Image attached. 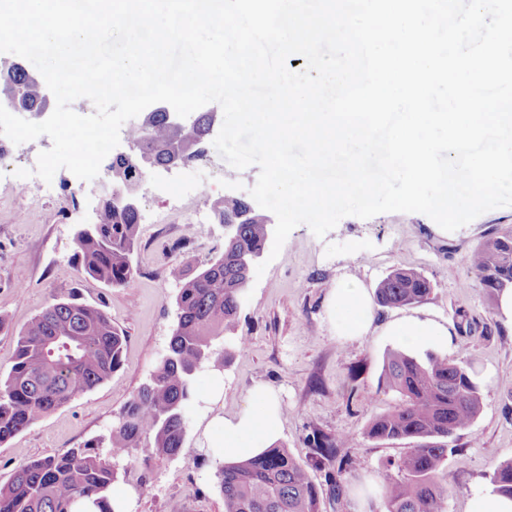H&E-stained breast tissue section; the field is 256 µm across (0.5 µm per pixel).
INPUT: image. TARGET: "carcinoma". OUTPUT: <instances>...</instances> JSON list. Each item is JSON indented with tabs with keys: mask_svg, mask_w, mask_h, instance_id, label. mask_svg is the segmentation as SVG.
I'll return each mask as SVG.
<instances>
[{
	"mask_svg": "<svg viewBox=\"0 0 512 512\" xmlns=\"http://www.w3.org/2000/svg\"><path fill=\"white\" fill-rule=\"evenodd\" d=\"M3 76L24 82L29 106H41L43 89L28 73L3 62ZM176 136L189 146L187 159L204 155L208 114L197 115L176 134L163 113L156 112L149 125L134 134L139 148L151 153L158 165L168 162L166 146ZM106 169L118 186L135 182L125 161L113 158ZM225 216L238 221V232L225 241L224 253L199 270L168 268L166 278L178 285L168 351L123 406L108 438L17 467L0 485V512H78L77 505L86 500L97 512H115L109 490L118 480L127 481L135 473V486L147 483L135 451H142L148 461L180 454L196 374L223 369L247 347V340L236 332L249 281L242 256L263 248L268 229L261 214L241 198L224 199L219 217ZM139 234L138 211L105 207L100 223L76 230L74 264L87 277L124 286L135 274L132 254ZM469 266L488 296L498 297L499 279H512V226L481 242L471 252ZM432 288L422 273L396 267L378 283L376 296L385 306L402 307L425 300ZM125 341L103 308L73 296L39 312L19 333L13 365L0 377V444L108 380L121 365ZM383 384L398 394L400 403L371 421L367 437L420 440L405 456L383 466L386 512H445L448 484L439 472L454 452L448 439L472 426L483 406L475 361L470 356L450 361L431 352L418 358L393 349L384 359ZM352 442L346 436L316 432L310 463L275 444L258 457L221 464L216 478L224 512H320V493L309 468H329V482L341 488V476L351 470L353 458L340 450L352 447ZM103 446L108 448L104 454L99 452ZM491 484L512 499V458L500 462Z\"/></svg>",
	"mask_w": 512,
	"mask_h": 512,
	"instance_id": "carcinoma-1",
	"label": "carcinoma"
}]
</instances>
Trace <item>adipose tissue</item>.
Wrapping results in <instances>:
<instances>
[{
	"label": "adipose tissue",
	"instance_id": "adipose-tissue-1",
	"mask_svg": "<svg viewBox=\"0 0 512 512\" xmlns=\"http://www.w3.org/2000/svg\"><path fill=\"white\" fill-rule=\"evenodd\" d=\"M331 307L339 336H364L374 322L371 299L356 276H346L337 284ZM281 418L277 393L266 385H255L238 414L218 413L210 418L203 430V446L210 455L227 462L260 454L275 441Z\"/></svg>",
	"mask_w": 512,
	"mask_h": 512
}]
</instances>
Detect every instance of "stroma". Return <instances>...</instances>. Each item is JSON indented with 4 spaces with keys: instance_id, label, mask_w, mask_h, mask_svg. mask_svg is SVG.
<instances>
[{
    "instance_id": "35a3bbf8",
    "label": "stroma",
    "mask_w": 512,
    "mask_h": 512,
    "mask_svg": "<svg viewBox=\"0 0 512 512\" xmlns=\"http://www.w3.org/2000/svg\"><path fill=\"white\" fill-rule=\"evenodd\" d=\"M51 146L46 135L17 145L9 171L0 172V375L14 362L19 330L53 300L72 295L103 306L126 344L122 366L107 382L0 444L1 485L24 462L108 434L168 348L176 287L165 278L167 268H200L223 253L224 228L213 206L227 197L249 198L259 175L254 165L234 169L211 144L205 166L192 161L169 172L149 171L137 188L139 209L151 218L140 227L133 253L136 273L126 286L113 288L83 278L70 263L75 231L94 220L104 194L99 180L83 183L63 168L53 177L54 193L47 194L14 175L28 158ZM211 177L220 182L216 194L181 195L182 184ZM195 213L205 214L207 221L190 236L183 222ZM508 225L512 207L490 210L447 234L421 213L347 216L321 238L301 224L264 274L250 276L238 314V332L248 337L249 347L223 371L221 409L237 413L254 385L270 386L282 405L279 441L302 462L311 453L313 433L357 438L351 450L355 465L344 477L341 495L330 494L326 468L310 471L324 492L322 512H384L383 466L414 445L410 439L376 441L364 435L373 417L398 403L379 379L386 352L399 346L388 327L402 317L436 322L451 334L450 343L429 342L416 347L415 355H470L482 384V411L470 428L454 436V453L443 470L446 512H470L476 491L489 486L498 456H512V327L500 320L467 264L482 239ZM395 267L415 269L432 282L426 300L400 308L374 306L367 336H337L329 306L337 281L354 272L372 292ZM210 376L206 370L197 377L181 454L152 464L147 486L136 492L134 512H224L215 478L218 462L203 457L200 447Z\"/></svg>"
}]
</instances>
